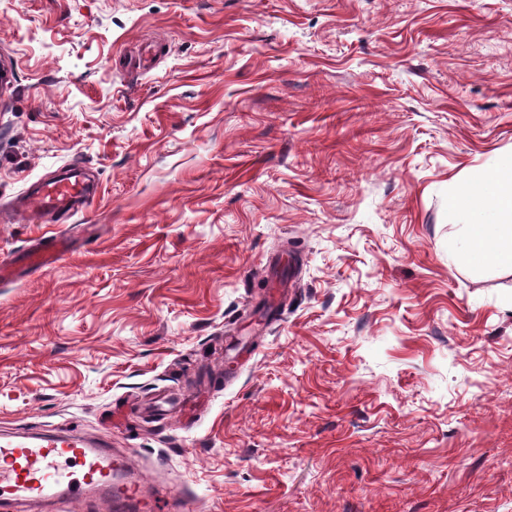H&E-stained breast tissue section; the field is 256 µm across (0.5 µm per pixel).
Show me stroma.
<instances>
[{
    "label": "stroma",
    "mask_w": 512,
    "mask_h": 512,
    "mask_svg": "<svg viewBox=\"0 0 512 512\" xmlns=\"http://www.w3.org/2000/svg\"><path fill=\"white\" fill-rule=\"evenodd\" d=\"M0 430L193 512H512V266L448 200L512 153V0H0ZM92 193L84 169L74 164L25 190L13 210L25 224H42L46 216L61 220L86 205ZM71 250V241L62 232L42 235L27 254V261L36 268H49L63 259Z\"/></svg>",
    "instance_id": "stroma-1"
}]
</instances>
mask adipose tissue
<instances>
[{
    "mask_svg": "<svg viewBox=\"0 0 512 512\" xmlns=\"http://www.w3.org/2000/svg\"><path fill=\"white\" fill-rule=\"evenodd\" d=\"M448 217L468 225L466 261L512 266V155L484 167L457 191Z\"/></svg>",
    "mask_w": 512,
    "mask_h": 512,
    "instance_id": "adipose-tissue-1",
    "label": "adipose tissue"
}]
</instances>
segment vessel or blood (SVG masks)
<instances>
[{
  "instance_id": "1",
  "label": "vessel or blood",
  "mask_w": 512,
  "mask_h": 512,
  "mask_svg": "<svg viewBox=\"0 0 512 512\" xmlns=\"http://www.w3.org/2000/svg\"><path fill=\"white\" fill-rule=\"evenodd\" d=\"M92 190L79 165L36 183L16 200L20 222L42 223L44 217H68L88 203ZM71 250L62 232L38 238L27 261L49 268ZM125 457L70 431L28 435L0 434V512L24 504L68 506L80 500L105 502L110 512H188L183 495L160 500L153 483L131 478Z\"/></svg>"
}]
</instances>
